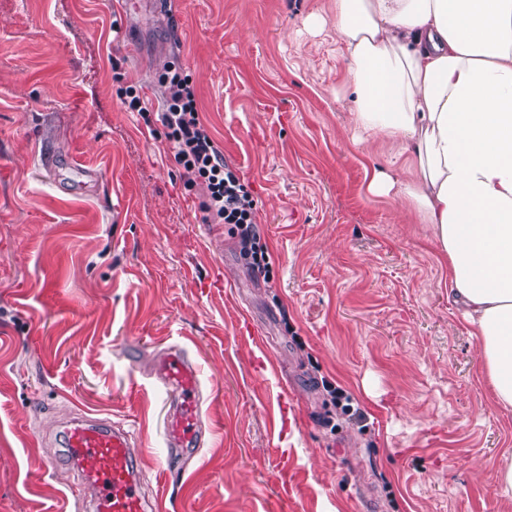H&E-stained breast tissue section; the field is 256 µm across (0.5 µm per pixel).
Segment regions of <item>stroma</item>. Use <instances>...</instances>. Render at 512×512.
Segmentation results:
<instances>
[{"label": "stroma", "mask_w": 512, "mask_h": 512, "mask_svg": "<svg viewBox=\"0 0 512 512\" xmlns=\"http://www.w3.org/2000/svg\"><path fill=\"white\" fill-rule=\"evenodd\" d=\"M332 3L0 0V512H75L58 423L81 409L131 432L171 512H512V410L427 225L367 189L387 156L354 139L335 36L303 25ZM174 59L255 199L269 281L203 223L156 121ZM170 344L209 430L169 466L151 369Z\"/></svg>", "instance_id": "stroma-1"}]
</instances>
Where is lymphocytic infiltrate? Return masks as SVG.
<instances>
[{"mask_svg": "<svg viewBox=\"0 0 512 512\" xmlns=\"http://www.w3.org/2000/svg\"><path fill=\"white\" fill-rule=\"evenodd\" d=\"M161 82L167 90V107L159 121L174 158L183 169L186 186L205 184L208 195L202 205L204 213L219 223L232 225L252 275L268 277L270 252L257 225L254 198L203 124L188 76L182 69L173 68Z\"/></svg>", "mask_w": 512, "mask_h": 512, "instance_id": "f902f5d3", "label": "lymphocytic infiltrate"}]
</instances>
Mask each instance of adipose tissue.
Masks as SVG:
<instances>
[{
  "mask_svg": "<svg viewBox=\"0 0 512 512\" xmlns=\"http://www.w3.org/2000/svg\"><path fill=\"white\" fill-rule=\"evenodd\" d=\"M355 130L406 159L399 197L448 267L449 301L478 340L497 405L512 409V0H334Z\"/></svg>",
  "mask_w": 512,
  "mask_h": 512,
  "instance_id": "adipose-tissue-1",
  "label": "adipose tissue"
}]
</instances>
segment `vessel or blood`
<instances>
[{"mask_svg":"<svg viewBox=\"0 0 512 512\" xmlns=\"http://www.w3.org/2000/svg\"><path fill=\"white\" fill-rule=\"evenodd\" d=\"M154 376L167 394L168 416L163 435L169 449L198 450L205 426L200 378L195 361L180 345L161 354ZM62 446L81 479L92 489L87 512H164L159 498L145 492L139 479L131 434L103 424L84 413L68 420L61 431Z\"/></svg>","mask_w":512,"mask_h":512,"instance_id":"obj_1","label":"vessel or blood"}]
</instances>
